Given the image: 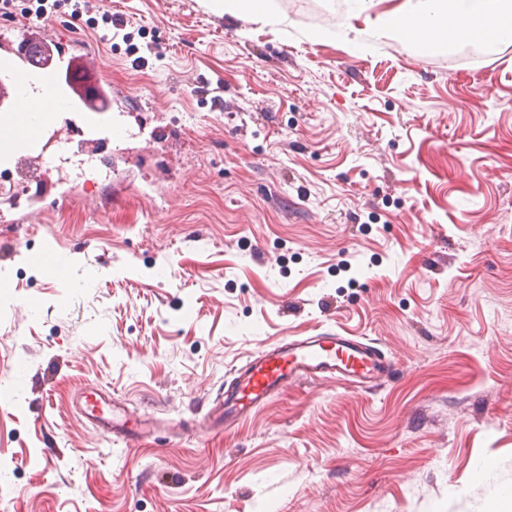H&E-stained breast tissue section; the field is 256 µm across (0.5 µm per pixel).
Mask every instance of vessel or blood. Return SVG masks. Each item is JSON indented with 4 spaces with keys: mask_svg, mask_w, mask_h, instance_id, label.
<instances>
[{
    "mask_svg": "<svg viewBox=\"0 0 512 512\" xmlns=\"http://www.w3.org/2000/svg\"><path fill=\"white\" fill-rule=\"evenodd\" d=\"M47 23L29 24L0 51V128L10 138L0 141V160L20 164L25 175H41L38 154L45 126L38 117L47 106L65 102L74 119L112 109L104 69L88 56L66 50L51 39ZM393 363L369 339L335 332L286 336L265 344L226 374L224 390L212 412L225 431H232L272 397L299 381H335L358 388L388 382ZM79 411L104 432L125 440L144 434L107 395L81 402Z\"/></svg>",
    "mask_w": 512,
    "mask_h": 512,
    "instance_id": "obj_1",
    "label": "vessel or blood"
}]
</instances>
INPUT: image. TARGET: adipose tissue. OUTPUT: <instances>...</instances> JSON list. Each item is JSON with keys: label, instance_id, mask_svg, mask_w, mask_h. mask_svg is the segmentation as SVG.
I'll return each mask as SVG.
<instances>
[{"label": "adipose tissue", "instance_id": "1", "mask_svg": "<svg viewBox=\"0 0 512 512\" xmlns=\"http://www.w3.org/2000/svg\"><path fill=\"white\" fill-rule=\"evenodd\" d=\"M383 18L430 48L475 39L512 43V0H398Z\"/></svg>", "mask_w": 512, "mask_h": 512}]
</instances>
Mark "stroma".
I'll list each match as a JSON object with an SVG mask.
<instances>
[{"instance_id":"1","label":"stroma","mask_w":512,"mask_h":512,"mask_svg":"<svg viewBox=\"0 0 512 512\" xmlns=\"http://www.w3.org/2000/svg\"><path fill=\"white\" fill-rule=\"evenodd\" d=\"M102 5L126 39L48 32L106 67L68 135L111 173L0 192V512H512V44L425 49L358 0ZM326 331L394 379L211 427L228 368ZM91 388L148 435L86 423ZM217 14H243L269 12L272 0H211Z\"/></svg>"}]
</instances>
